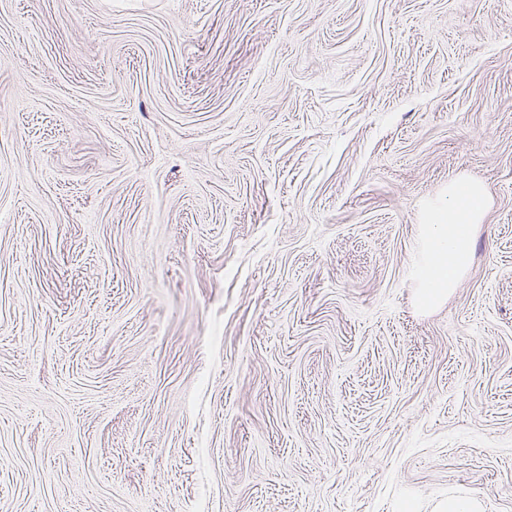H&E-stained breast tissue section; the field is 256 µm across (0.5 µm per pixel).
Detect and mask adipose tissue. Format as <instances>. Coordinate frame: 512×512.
Listing matches in <instances>:
<instances>
[{
  "instance_id": "adipose-tissue-1",
  "label": "adipose tissue",
  "mask_w": 512,
  "mask_h": 512,
  "mask_svg": "<svg viewBox=\"0 0 512 512\" xmlns=\"http://www.w3.org/2000/svg\"><path fill=\"white\" fill-rule=\"evenodd\" d=\"M482 185L452 182L448 195L432 202L425 214L421 239V300L431 305L447 295L454 277L466 268L476 224L481 223Z\"/></svg>"
}]
</instances>
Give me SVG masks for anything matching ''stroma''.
I'll return each mask as SVG.
<instances>
[{
	"instance_id": "stroma-1",
	"label": "stroma",
	"mask_w": 512,
	"mask_h": 512,
	"mask_svg": "<svg viewBox=\"0 0 512 512\" xmlns=\"http://www.w3.org/2000/svg\"><path fill=\"white\" fill-rule=\"evenodd\" d=\"M451 500L512 512V0H0V512ZM485 192L479 183L451 182L448 197L432 202L425 214L421 239V300L432 305L447 295L454 277L466 268L475 224L483 218Z\"/></svg>"
}]
</instances>
